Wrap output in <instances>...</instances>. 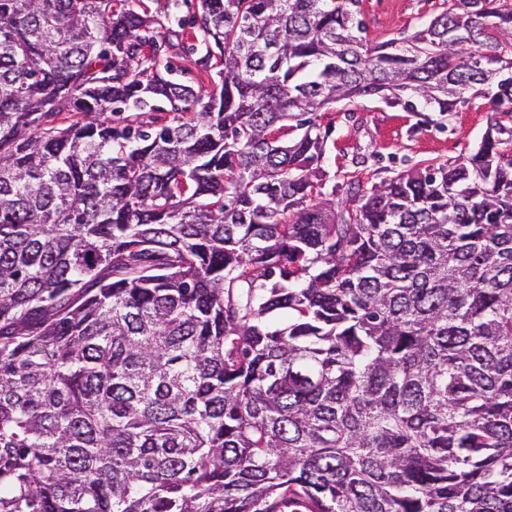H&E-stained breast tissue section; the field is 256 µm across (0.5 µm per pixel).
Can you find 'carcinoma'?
I'll return each mask as SVG.
<instances>
[{"mask_svg":"<svg viewBox=\"0 0 512 512\" xmlns=\"http://www.w3.org/2000/svg\"><path fill=\"white\" fill-rule=\"evenodd\" d=\"M137 2L0 0V512H512V0ZM465 94L469 156L329 166ZM440 0H361L366 23L362 34L370 43L411 34L424 20L436 15ZM457 110L448 121L439 112H406L378 100L356 99L331 105L320 122H332L329 152L332 164L336 157V170L353 171L351 158L358 153L379 157L357 170L370 186L432 160H455L470 153L488 126L491 109L487 100L477 98L467 99Z\"/></svg>","mask_w":512,"mask_h":512,"instance_id":"obj_1","label":"carcinoma"}]
</instances>
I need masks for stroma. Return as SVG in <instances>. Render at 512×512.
<instances>
[{"label": "stroma", "instance_id": "obj_1", "mask_svg": "<svg viewBox=\"0 0 512 512\" xmlns=\"http://www.w3.org/2000/svg\"><path fill=\"white\" fill-rule=\"evenodd\" d=\"M440 0H361L364 36L376 43L411 34L439 11ZM491 114L487 100L459 104L449 121L436 112H407L378 100L340 102L323 112L333 127L330 153L341 170H356L372 184L431 161L454 160L470 153L480 141ZM369 154L368 163L353 168L351 158Z\"/></svg>", "mask_w": 512, "mask_h": 512}]
</instances>
